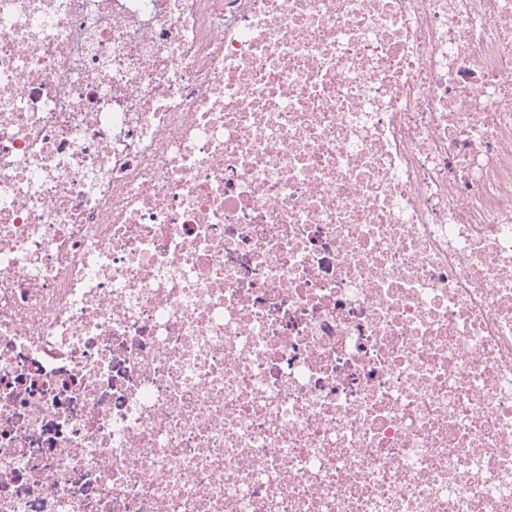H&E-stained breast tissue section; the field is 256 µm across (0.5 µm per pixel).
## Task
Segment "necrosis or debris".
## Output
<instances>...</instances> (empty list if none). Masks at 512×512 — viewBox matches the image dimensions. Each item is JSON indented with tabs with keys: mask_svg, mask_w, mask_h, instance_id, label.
Here are the masks:
<instances>
[{
	"mask_svg": "<svg viewBox=\"0 0 512 512\" xmlns=\"http://www.w3.org/2000/svg\"><path fill=\"white\" fill-rule=\"evenodd\" d=\"M0 512H512V0H0Z\"/></svg>",
	"mask_w": 512,
	"mask_h": 512,
	"instance_id": "1",
	"label": "necrosis or debris"
}]
</instances>
